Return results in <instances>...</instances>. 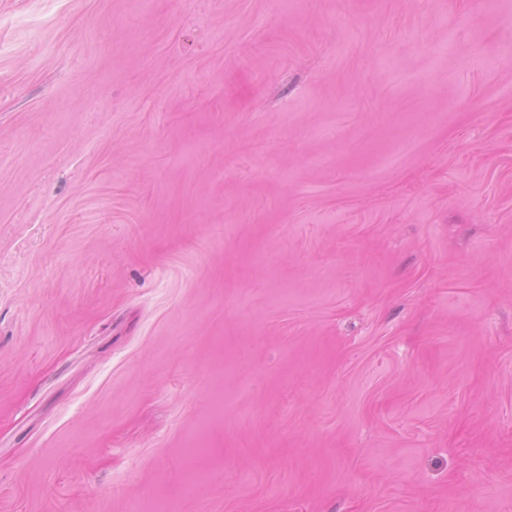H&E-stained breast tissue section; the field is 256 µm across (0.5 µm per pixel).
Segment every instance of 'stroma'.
Here are the masks:
<instances>
[{
	"mask_svg": "<svg viewBox=\"0 0 512 512\" xmlns=\"http://www.w3.org/2000/svg\"><path fill=\"white\" fill-rule=\"evenodd\" d=\"M160 500L512 512V0H0V512Z\"/></svg>",
	"mask_w": 512,
	"mask_h": 512,
	"instance_id": "35a3bbf8",
	"label": "stroma"
}]
</instances>
